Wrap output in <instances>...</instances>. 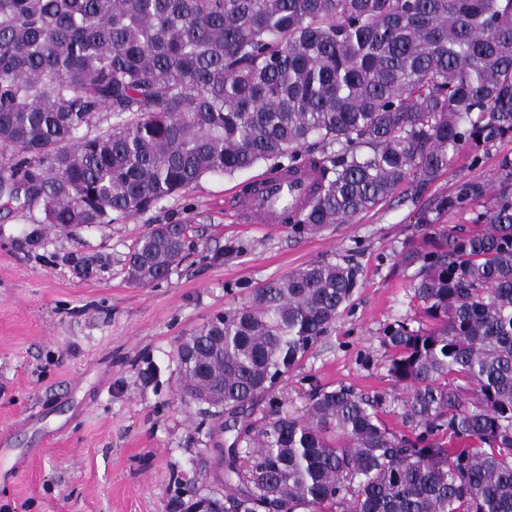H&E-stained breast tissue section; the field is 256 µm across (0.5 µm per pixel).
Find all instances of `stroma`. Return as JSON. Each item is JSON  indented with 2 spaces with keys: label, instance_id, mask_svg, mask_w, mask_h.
I'll list each match as a JSON object with an SVG mask.
<instances>
[{
  "label": "stroma",
  "instance_id": "35a3bbf8",
  "mask_svg": "<svg viewBox=\"0 0 512 512\" xmlns=\"http://www.w3.org/2000/svg\"><path fill=\"white\" fill-rule=\"evenodd\" d=\"M512 138L461 150L415 200L387 202L317 233L241 224L242 185L265 174L209 175L148 211L74 231L34 224L0 199V467L40 449L30 469L0 484V512H181L220 488L224 470L208 432L219 418L181 401L175 348L260 284L316 261H351L358 286L336 322L288 376L303 408L312 389L346 386L402 396L388 374L383 328L413 317L418 214L467 181L493 191ZM158 224H183L191 247L166 279L132 284L125 259ZM26 415L34 428L15 429Z\"/></svg>",
  "mask_w": 512,
  "mask_h": 512
}]
</instances>
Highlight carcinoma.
Instances as JSON below:
<instances>
[{
    "label": "carcinoma",
    "mask_w": 512,
    "mask_h": 512,
    "mask_svg": "<svg viewBox=\"0 0 512 512\" xmlns=\"http://www.w3.org/2000/svg\"><path fill=\"white\" fill-rule=\"evenodd\" d=\"M508 136L512 0H0V199L38 224L110 223L210 174L310 161L314 198L285 223L315 233ZM484 193L467 182L421 212L404 255L420 320L381 337L401 431L384 395H278L358 287L349 263L271 280L180 339V397L225 435L224 492L184 512H512V191L483 224L437 223ZM185 230L142 235L130 282L164 278Z\"/></svg>",
    "instance_id": "1"
}]
</instances>
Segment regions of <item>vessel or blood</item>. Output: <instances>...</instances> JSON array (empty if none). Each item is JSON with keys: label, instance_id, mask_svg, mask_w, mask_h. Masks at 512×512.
I'll return each instance as SVG.
<instances>
[{"label": "vessel or blood", "instance_id": "1", "mask_svg": "<svg viewBox=\"0 0 512 512\" xmlns=\"http://www.w3.org/2000/svg\"><path fill=\"white\" fill-rule=\"evenodd\" d=\"M314 183V172L304 167L279 176H262L249 192L237 196L236 211L243 223L277 227L285 208L304 206L311 199Z\"/></svg>", "mask_w": 512, "mask_h": 512}]
</instances>
